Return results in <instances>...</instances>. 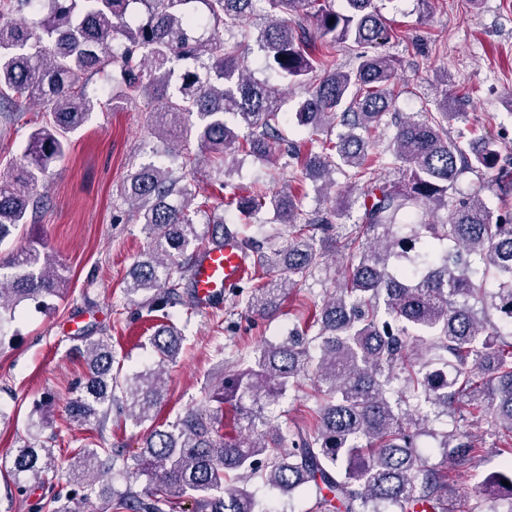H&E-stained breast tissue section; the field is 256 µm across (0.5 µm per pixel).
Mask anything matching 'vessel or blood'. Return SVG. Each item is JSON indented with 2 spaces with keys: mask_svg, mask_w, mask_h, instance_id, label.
<instances>
[{
  "mask_svg": "<svg viewBox=\"0 0 512 512\" xmlns=\"http://www.w3.org/2000/svg\"><path fill=\"white\" fill-rule=\"evenodd\" d=\"M248 262L233 233L217 238L201 252L192 267L190 282L199 308L223 300L225 289L235 287L247 275Z\"/></svg>",
  "mask_w": 512,
  "mask_h": 512,
  "instance_id": "1",
  "label": "vessel or blood"
}]
</instances>
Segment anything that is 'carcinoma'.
Returning a JSON list of instances; mask_svg holds the SVG:
<instances>
[{
  "label": "carcinoma",
  "instance_id": "carcinoma-1",
  "mask_svg": "<svg viewBox=\"0 0 512 512\" xmlns=\"http://www.w3.org/2000/svg\"><path fill=\"white\" fill-rule=\"evenodd\" d=\"M259 1L276 13L255 39L260 65L306 87L297 125L326 134L304 161L303 178L331 187L335 172L350 179L355 198L345 207L360 204L365 240L350 239L343 279L322 304L307 307L304 332L237 355L205 403L159 422L163 374L179 349L168 309L193 308L189 271L198 253L226 232L238 236L251 270L238 297L267 318L280 312L295 278L312 276L325 257V227L305 217L303 187L241 193L221 180L224 166L241 157L286 166L293 158L282 148L279 90L245 65L244 26ZM344 2L338 12L332 0H0V112L36 102L48 116L29 134L14 175L0 181V243L38 209L33 186L93 109L94 77H112L113 105L159 107L173 124L158 131L151 160L128 174L119 195L148 240L124 292L147 295V314L161 313L151 337L156 358L123 375L113 370L109 340L85 339V381L66 407L78 426L102 425L114 411L150 423L143 446L132 456L116 444L80 449L79 489L49 491L37 512H76L71 502L102 494L119 462L127 479L144 476L146 484L111 497L113 512H177L184 499L191 512H264L250 487L255 478L284 492L315 490L319 512H381L384 505L408 512L418 504L450 512L448 481L416 451L415 438H439L444 456L462 469L482 442L459 427L437 431L443 418L472 408L485 434L512 433V206L495 212L482 194L494 186L507 193L512 164L487 135L465 146L448 141L457 113L446 103L394 119L387 147L373 151L371 133L394 102L395 68L374 53L343 70L336 46H379L389 30L373 0ZM303 16L315 27L297 22ZM193 115L192 128L186 119ZM177 127L197 129L225 190L224 210L243 224L273 214L292 229L288 248L267 252L207 202L195 203V187L173 169L194 163L188 139L176 154L164 145ZM389 157L406 167L405 180L378 177ZM473 169L494 177L453 199L459 178ZM441 208L445 221L426 219ZM275 268L280 278L263 281ZM66 283L42 243L0 258V335L22 303L60 299ZM310 375L322 402L286 436L259 406L298 392ZM226 404L235 413L234 437L224 434ZM55 466L54 449L26 442L10 473L23 492L44 486ZM503 488L512 512V462L479 493Z\"/></svg>",
  "mask_w": 512,
  "mask_h": 512
}]
</instances>
